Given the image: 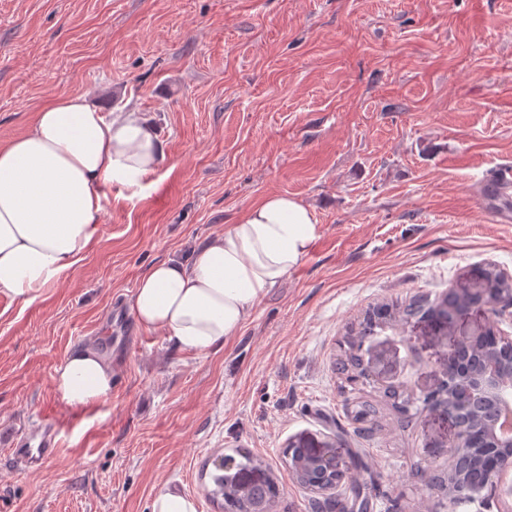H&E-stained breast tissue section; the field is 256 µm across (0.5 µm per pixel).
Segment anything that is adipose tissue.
Segmentation results:
<instances>
[{
	"instance_id": "ef3b65f1",
	"label": "adipose tissue",
	"mask_w": 512,
	"mask_h": 512,
	"mask_svg": "<svg viewBox=\"0 0 512 512\" xmlns=\"http://www.w3.org/2000/svg\"><path fill=\"white\" fill-rule=\"evenodd\" d=\"M165 158L141 112H106L85 96L42 105L25 135L0 144V295L27 303L59 283L92 246L109 188L138 196ZM317 236L313 211L271 194L183 262L151 265L128 300L138 327L163 331L177 350L201 353L235 336ZM114 363L95 343L55 370L73 409L112 395Z\"/></svg>"
}]
</instances>
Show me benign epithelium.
Masks as SVG:
<instances>
[{
    "label": "benign epithelium",
    "instance_id": "obj_1",
    "mask_svg": "<svg viewBox=\"0 0 512 512\" xmlns=\"http://www.w3.org/2000/svg\"><path fill=\"white\" fill-rule=\"evenodd\" d=\"M512 277L492 266L475 267L448 289V304L424 318L446 346L441 371L422 392L424 404L449 427V436L431 445L430 456L448 457L446 478L432 486L452 502L488 510L512 500V434L500 427L501 409L512 408V336L487 322L470 330L460 321L477 309L504 316L512 312ZM349 346L364 353L356 379L398 388L395 362L385 342L358 332ZM291 476L306 490L325 495L346 479L348 465L333 445L291 443L285 449Z\"/></svg>",
    "mask_w": 512,
    "mask_h": 512
}]
</instances>
